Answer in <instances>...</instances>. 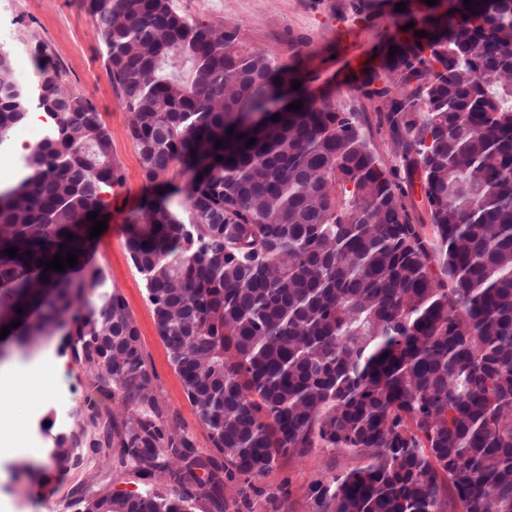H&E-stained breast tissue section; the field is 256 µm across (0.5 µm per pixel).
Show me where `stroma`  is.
<instances>
[{"mask_svg": "<svg viewBox=\"0 0 512 512\" xmlns=\"http://www.w3.org/2000/svg\"><path fill=\"white\" fill-rule=\"evenodd\" d=\"M187 17L212 24L239 25L246 47L265 51L280 62L301 54L306 77L314 93H331L345 108L354 111L385 166L396 163L385 115L376 104L354 88L359 62L378 53L393 33L397 21L388 0H174ZM0 25L12 32L6 43L11 55L40 56L41 65L59 73L73 91L92 101L112 135V155L120 164L124 182L105 196L109 203L107 228L96 247L98 266L105 286L124 297L141 334V346L149 372L156 378L162 400L170 412L192 432L198 451L209 453L211 442L189 403L161 341L144 280L134 268L125 247L126 226L146 195L139 158L127 136L129 114L112 84L96 39L94 20L83 0H0ZM63 337L47 338L35 357L62 360L66 370L53 396L28 416L31 447L57 480L51 503L34 497L28 478L14 477L15 457H0V512H78L73 491L90 485L104 472L100 460L75 465L73 459L51 457L52 435L74 428L89 392L86 371L60 352ZM349 452L329 453L314 449L299 460L281 459L260 479V486L276 493L279 512H312L303 495L311 480L333 473L342 475L362 466Z\"/></svg>", "mask_w": 512, "mask_h": 512, "instance_id": "stroma-1", "label": "stroma"}]
</instances>
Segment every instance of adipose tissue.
Masks as SVG:
<instances>
[{"mask_svg":"<svg viewBox=\"0 0 512 512\" xmlns=\"http://www.w3.org/2000/svg\"><path fill=\"white\" fill-rule=\"evenodd\" d=\"M59 364H46L35 370L17 364L0 365V452L8 455H30L23 442L24 427L20 419L11 417V409L22 400L42 402L52 394V385L62 372Z\"/></svg>","mask_w":512,"mask_h":512,"instance_id":"ef3b65f1","label":"adipose tissue"}]
</instances>
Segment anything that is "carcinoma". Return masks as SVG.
Instances as JSON below:
<instances>
[{"label":"carcinoma","instance_id":"1","mask_svg":"<svg viewBox=\"0 0 512 512\" xmlns=\"http://www.w3.org/2000/svg\"><path fill=\"white\" fill-rule=\"evenodd\" d=\"M84 4L148 190L125 246L212 453L169 415L123 296L85 308L103 285L87 216L105 220L124 175L92 103L41 75L67 107L0 185V328L21 321L0 362L68 326L61 352L91 394L53 457L86 448L110 467L76 488L83 512H224L226 489L252 512L255 482L315 448L365 464L310 481L313 512H512V0L399 25L395 55L355 77L405 187L355 112L311 94L300 61L243 46L239 26L173 0ZM12 70L0 63V152L37 108ZM283 94L302 107L270 110ZM417 185L430 235L410 215ZM71 250L74 267L39 265ZM125 474L151 488L114 490Z\"/></svg>","mask_w":512,"mask_h":512}]
</instances>
